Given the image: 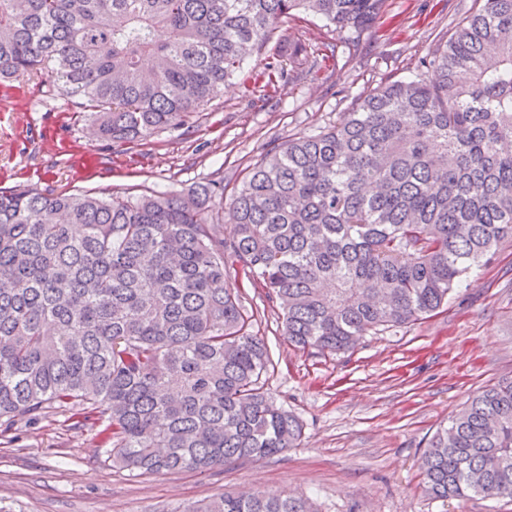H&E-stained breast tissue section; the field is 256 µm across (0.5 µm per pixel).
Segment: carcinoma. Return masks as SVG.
I'll return each mask as SVG.
<instances>
[{"label":"carcinoma","mask_w":512,"mask_h":512,"mask_svg":"<svg viewBox=\"0 0 512 512\" xmlns=\"http://www.w3.org/2000/svg\"><path fill=\"white\" fill-rule=\"evenodd\" d=\"M385 0H0V81L46 69L100 137L183 126L248 56L278 88L306 44L291 12L373 25ZM423 61L332 129L270 149L217 234V176L187 191L97 197L0 188V420L98 428L133 476L204 471L293 447L303 425L264 388L270 356L226 280L265 288L284 336L318 354L422 320L512 239V0H481ZM168 32L165 40L156 37ZM155 60L142 68L143 58ZM434 499L512 498V379L477 391L422 461ZM172 512H315L277 492Z\"/></svg>","instance_id":"carcinoma-1"}]
</instances>
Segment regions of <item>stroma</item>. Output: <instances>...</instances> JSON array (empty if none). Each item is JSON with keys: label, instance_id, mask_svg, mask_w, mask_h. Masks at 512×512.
<instances>
[{"label": "stroma", "instance_id": "1", "mask_svg": "<svg viewBox=\"0 0 512 512\" xmlns=\"http://www.w3.org/2000/svg\"><path fill=\"white\" fill-rule=\"evenodd\" d=\"M473 0H386L375 25L352 33L311 16L283 34L309 43L297 78L263 95L252 57L184 126L130 147L103 140L86 112L35 73L0 87V187L97 196L180 193L224 175L232 198L274 145L333 128L361 94L420 72ZM335 58H328V51ZM236 288L272 366L265 387L304 425L301 443L269 458L206 472L130 476L113 467L97 428L52 415L0 433V512H171L227 492L306 495L319 512H512V500H432L421 460L436 431L478 388L512 378V240L429 318L366 336L351 351L289 346L278 308L233 260Z\"/></svg>", "mask_w": 512, "mask_h": 512}]
</instances>
